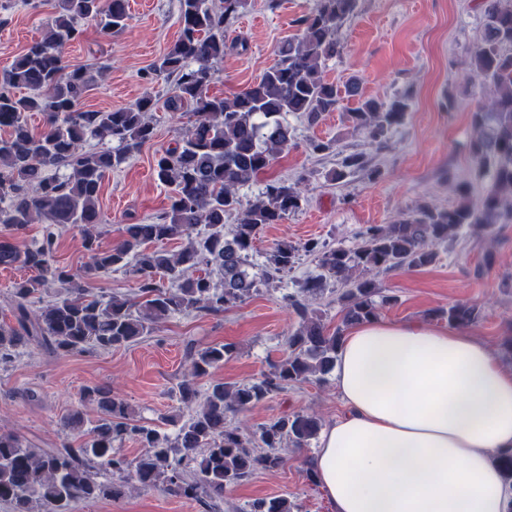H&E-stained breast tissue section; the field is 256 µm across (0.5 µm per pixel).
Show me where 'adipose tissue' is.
<instances>
[{
    "label": "adipose tissue",
    "mask_w": 512,
    "mask_h": 512,
    "mask_svg": "<svg viewBox=\"0 0 512 512\" xmlns=\"http://www.w3.org/2000/svg\"><path fill=\"white\" fill-rule=\"evenodd\" d=\"M345 411L307 460L333 512H507L512 368L469 332L376 318L335 365Z\"/></svg>",
    "instance_id": "ef3b65f1"
}]
</instances>
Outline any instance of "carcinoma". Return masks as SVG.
<instances>
[{"instance_id": "carcinoma-1", "label": "carcinoma", "mask_w": 512, "mask_h": 512, "mask_svg": "<svg viewBox=\"0 0 512 512\" xmlns=\"http://www.w3.org/2000/svg\"><path fill=\"white\" fill-rule=\"evenodd\" d=\"M53 17L45 35L33 42L0 78V266L32 272L12 285L15 323H0V364H7L29 344L54 355L110 350L153 334L174 314L218 315L250 297L256 286L249 272L255 242L268 224H278L300 208L296 184L263 182L258 195L242 204L238 191L257 182L288 151L291 131L286 117L296 114L314 125L323 114L340 108L336 85L324 80L328 61L340 55L341 30L355 16L358 0H315L298 21L299 33L283 41L260 81L230 97L211 96L213 63L224 59V28L246 8L248 0H179L180 33L152 67L156 75L174 79L169 107L191 108L196 119L175 145L156 159L158 181L174 187L168 211L150 223L126 224L121 240L102 250L97 244L99 192L105 176L126 164L154 137L144 114L155 102L150 94L134 104L107 112L79 111L76 106L90 85L87 70L71 67L63 52L93 22L112 35L128 25L127 0H48ZM481 37L471 51L475 81L493 87L491 107L472 113L476 136L469 153L475 177L488 180L475 202L467 182H457L461 202L452 208L423 203L392 224H367L352 249L329 247L312 239L281 242L267 253L265 281L292 269L299 253L318 261L321 273L304 280L283 302L298 317L285 340L284 356L260 378L241 384L217 382L199 396L197 380L224 365L235 353L231 343L187 344L190 375L178 383L179 399L192 414L175 436L136 423L129 404L106 387L86 392L96 403L97 419L85 427L83 412L73 408L63 427L79 434V447L39 448L19 436L0 433V503L10 512H71L81 501H116L140 488L172 491L202 500L209 512H220L224 489L259 470L280 467L278 449L305 448L321 429L314 414L281 416L255 436L227 421V414L249 410L288 385L312 377L321 381L336 364L342 329L330 330L309 299L324 290L329 278L341 281L343 323L378 317L380 307L395 301L381 294L374 275L419 269L436 261V246L463 226L488 231L512 223V0H481ZM28 93L18 95L17 89ZM409 108V96L389 103L361 101L349 117L368 136L383 144L389 130ZM41 112L39 129L28 113ZM95 136L113 143L110 149L85 146ZM342 167L382 175L362 153L344 157ZM235 216L226 238V218ZM42 225V238L21 247L28 227ZM209 232L195 233L199 225ZM71 225L82 234L89 261L72 272L56 265L59 229ZM174 239L177 250L153 244ZM206 269H201V266ZM123 270L136 279L134 296L93 294L87 280ZM223 280L217 286L212 273ZM161 274L167 285L156 280ZM50 281L63 294L34 306ZM432 316L450 326L480 321V307L458 303ZM136 440L141 453L129 460L115 443ZM113 477L101 481L102 469ZM286 496L256 499L243 512H295Z\"/></svg>"}]
</instances>
